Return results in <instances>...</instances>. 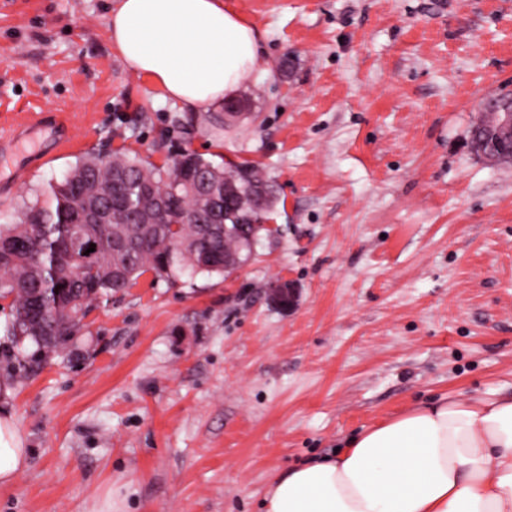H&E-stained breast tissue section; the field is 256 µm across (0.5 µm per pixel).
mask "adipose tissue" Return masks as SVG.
Returning a JSON list of instances; mask_svg holds the SVG:
<instances>
[{
  "label": "adipose tissue",
  "instance_id": "1",
  "mask_svg": "<svg viewBox=\"0 0 512 512\" xmlns=\"http://www.w3.org/2000/svg\"><path fill=\"white\" fill-rule=\"evenodd\" d=\"M113 47L165 97L194 110L223 102L261 57L256 27L224 0H118ZM0 414V487L29 465ZM263 512H512V397L448 396L345 441L332 458L278 475Z\"/></svg>",
  "mask_w": 512,
  "mask_h": 512
}]
</instances>
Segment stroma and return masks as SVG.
<instances>
[{
	"mask_svg": "<svg viewBox=\"0 0 512 512\" xmlns=\"http://www.w3.org/2000/svg\"><path fill=\"white\" fill-rule=\"evenodd\" d=\"M227 2L262 60L223 129L222 105L127 67L117 0H0V120L38 128L0 152V225L87 154L190 149L256 164L279 228L230 275L145 273L33 373L0 349L30 450L0 512H261L275 476L355 431L512 395V163L470 144L512 95V0Z\"/></svg>",
	"mask_w": 512,
	"mask_h": 512,
	"instance_id": "stroma-1",
	"label": "stroma"
}]
</instances>
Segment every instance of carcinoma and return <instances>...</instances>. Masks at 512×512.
Instances as JSON below:
<instances>
[{
	"label": "carcinoma",
	"mask_w": 512,
	"mask_h": 512,
	"mask_svg": "<svg viewBox=\"0 0 512 512\" xmlns=\"http://www.w3.org/2000/svg\"><path fill=\"white\" fill-rule=\"evenodd\" d=\"M509 139L484 123L471 130V147L497 163L512 161ZM212 162L184 149L160 167L115 153L80 159L60 181L25 203L14 224L0 225V297H13L6 335L37 346L13 368L28 372L59 355L77 338L79 314L91 303L136 284L146 272L160 278L224 274V254H251L247 238L214 234L207 219L218 209L228 224H255L256 233L274 208V186L255 165L216 166L211 174L235 181L227 203L189 190ZM168 206L144 226L139 219L155 197ZM95 251L86 253L90 245Z\"/></svg>",
	"instance_id": "obj_1"
}]
</instances>
